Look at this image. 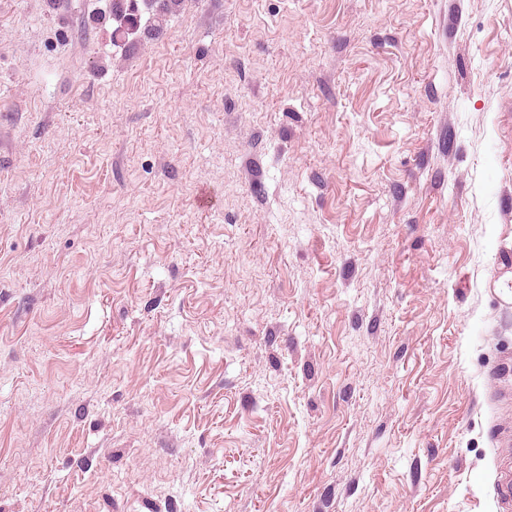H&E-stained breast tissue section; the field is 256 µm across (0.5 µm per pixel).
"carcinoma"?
<instances>
[{"mask_svg": "<svg viewBox=\"0 0 512 512\" xmlns=\"http://www.w3.org/2000/svg\"><path fill=\"white\" fill-rule=\"evenodd\" d=\"M182 0H111L109 12L100 15L111 22L109 39L112 46L131 49L142 31L177 13Z\"/></svg>", "mask_w": 512, "mask_h": 512, "instance_id": "carcinoma-1", "label": "carcinoma"}]
</instances>
